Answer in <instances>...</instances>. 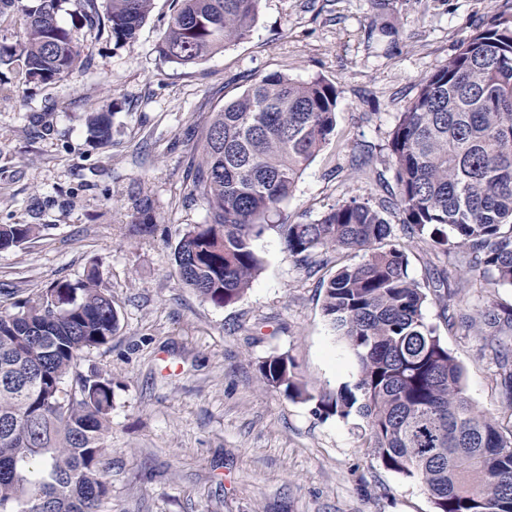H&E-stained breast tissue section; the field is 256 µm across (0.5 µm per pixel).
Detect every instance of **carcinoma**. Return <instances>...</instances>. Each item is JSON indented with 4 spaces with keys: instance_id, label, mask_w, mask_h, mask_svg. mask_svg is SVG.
I'll use <instances>...</instances> for the list:
<instances>
[{
    "instance_id": "1",
    "label": "carcinoma",
    "mask_w": 512,
    "mask_h": 512,
    "mask_svg": "<svg viewBox=\"0 0 512 512\" xmlns=\"http://www.w3.org/2000/svg\"><path fill=\"white\" fill-rule=\"evenodd\" d=\"M152 2L108 0L116 43L134 42ZM257 4L180 0L158 51L180 64L202 60L250 34ZM57 6L0 0V23L18 8L23 14L13 41L0 42V65L42 83L72 69L79 37L59 23ZM338 98L323 77L297 81L275 72L215 113L192 181L210 219L189 226L174 249L181 280L216 306L236 302L261 269L252 242L268 230L309 267L326 263L330 250L363 253L330 279L324 302L357 359L358 381L319 409L357 412L372 455L420 481L434 512H512V425L466 397L462 368L424 314L432 300L451 311L448 324L480 328L511 408L512 346L503 334L512 332V307L470 313L447 282L422 287L409 276L406 249L389 242L384 216L397 211L410 237L463 258L486 287H512V22L476 31L447 67L422 79L388 142L393 200L353 199L314 222L273 223L331 141ZM87 123L93 137L109 139L107 113L93 112ZM39 231L0 224V252ZM101 281L94 265L81 281H58L38 299L0 311V512H102L112 380L76 371L83 352L108 344L118 327ZM259 372L265 386L310 399L291 358L271 356Z\"/></svg>"
}]
</instances>
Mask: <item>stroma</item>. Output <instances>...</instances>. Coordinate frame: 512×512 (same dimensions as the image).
Masks as SVG:
<instances>
[{
	"label": "stroma",
	"mask_w": 512,
	"mask_h": 512,
	"mask_svg": "<svg viewBox=\"0 0 512 512\" xmlns=\"http://www.w3.org/2000/svg\"><path fill=\"white\" fill-rule=\"evenodd\" d=\"M84 0H60L77 31L80 62L47 83L0 67V224H37L34 238L0 252V311L36 299L90 266L118 311L111 342L85 352L82 373L112 379L105 438L110 512H432L424 485L385 469L368 451L364 421L325 416L318 399L353 387L356 359L323 312L325 284L358 255L328 254L309 268L268 231L253 248L263 267L236 303L202 300L180 279L173 250L208 205L192 170L213 112L261 77H324L340 90L336 132L304 171L278 219L312 222L350 199L395 192L388 150L401 112L427 75L445 67L477 28L512 18V0H260L247 39L193 64L159 55L172 0L154 9L134 43L89 24ZM383 24L387 33L375 32ZM112 115L107 142L87 117ZM149 197L153 227L133 222ZM391 239L420 284L463 287V305L512 304V288H483L430 240L409 238L388 213ZM424 314L464 370L478 407L501 420L495 368L483 340L449 327L439 303ZM289 355L311 398L266 387L258 366Z\"/></svg>",
	"instance_id": "stroma-1"
}]
</instances>
